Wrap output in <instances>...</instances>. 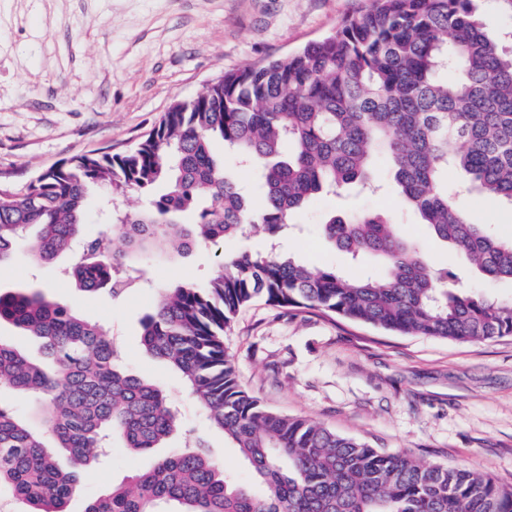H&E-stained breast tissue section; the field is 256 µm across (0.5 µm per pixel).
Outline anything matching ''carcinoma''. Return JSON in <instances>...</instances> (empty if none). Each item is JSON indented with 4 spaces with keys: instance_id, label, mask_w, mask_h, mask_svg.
I'll use <instances>...</instances> for the list:
<instances>
[{
    "instance_id": "carcinoma-1",
    "label": "carcinoma",
    "mask_w": 512,
    "mask_h": 512,
    "mask_svg": "<svg viewBox=\"0 0 512 512\" xmlns=\"http://www.w3.org/2000/svg\"><path fill=\"white\" fill-rule=\"evenodd\" d=\"M220 140L256 169L266 203L248 196L215 157ZM404 208L462 252L483 276L512 281V238L459 209L465 191L512 206V46L486 30L476 0H370L332 35L302 50L218 76L175 102L149 135L112 156L83 155L41 173L26 193L0 185V264L19 245L50 261L80 244L68 274L87 293L118 298L140 284L139 256L222 244L247 226L275 239L320 195L373 190L378 163ZM459 179L448 182V172ZM112 188V250L83 219L90 187ZM144 195L132 212L121 198ZM192 211V224L177 222ZM328 242L373 255L380 278L349 280L276 250L224 257L203 287L161 291L141 345L178 372L208 424L224 432L264 487L261 496L216 465L202 443L137 470L84 512H512V489L465 468L386 453L320 423L273 411L238 382L224 332L257 298L337 315L402 335L457 342L512 335V297L491 301L450 287L381 212L333 215ZM36 340L33 353L0 339V386L41 399L44 429L0 404V486L28 512H67L79 471L110 440L152 454L178 425L164 391L127 370L109 327L40 288L0 292V324Z\"/></svg>"
}]
</instances>
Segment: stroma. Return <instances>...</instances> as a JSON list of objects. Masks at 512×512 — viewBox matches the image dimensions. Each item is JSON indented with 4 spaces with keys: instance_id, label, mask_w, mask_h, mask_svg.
<instances>
[{
    "instance_id": "obj_1",
    "label": "stroma",
    "mask_w": 512,
    "mask_h": 512,
    "mask_svg": "<svg viewBox=\"0 0 512 512\" xmlns=\"http://www.w3.org/2000/svg\"><path fill=\"white\" fill-rule=\"evenodd\" d=\"M368 0H0V179L22 187L51 165L90 152L122 153L141 141L178 100L194 97L224 71L293 52L336 30ZM395 190L376 196H322L298 211L299 234L280 246L312 268L359 278L382 275L375 260L350 262L320 226L332 213L388 212L428 260L453 271L458 287L490 299L512 296V283L476 275ZM270 238L250 229L223 246L186 255L147 254L148 287L120 298L81 292L64 273L73 254L46 263L18 248L0 265V290L41 286L52 300L76 304L107 323L126 369L151 379L179 409L167 445L201 436L212 459L251 486L249 469L222 431L209 428L177 374L148 356L140 322L154 311L159 288L204 285L225 255L263 254ZM224 344L238 381L268 407L320 422L386 452L489 474L512 488V336L460 343L403 336L279 308L258 298L237 315ZM114 446L79 476L68 512L150 466Z\"/></svg>"
}]
</instances>
